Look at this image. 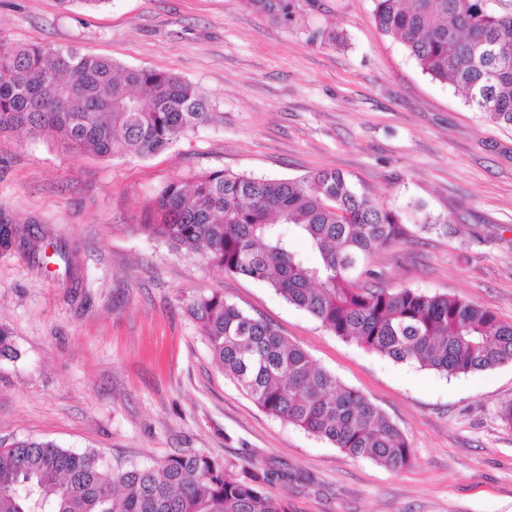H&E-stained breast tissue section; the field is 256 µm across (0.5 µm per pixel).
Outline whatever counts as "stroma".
Masks as SVG:
<instances>
[{"mask_svg": "<svg viewBox=\"0 0 512 512\" xmlns=\"http://www.w3.org/2000/svg\"><path fill=\"white\" fill-rule=\"evenodd\" d=\"M373 0H297L291 22L247 0H0V42L75 46L176 74L215 110L163 153L102 157L0 134V205L78 263L81 287L0 251V444L51 440L112 465L181 451L278 468L292 512H512V363L443 377L337 337L266 285L142 235L164 183L229 170L344 173L438 230L377 253L380 286L460 297L512 322V129L470 110L378 31ZM219 293L271 322L316 367L368 396L403 432L409 463L352 458L274 418L224 376L187 302Z\"/></svg>", "mask_w": 512, "mask_h": 512, "instance_id": "1", "label": "stroma"}]
</instances>
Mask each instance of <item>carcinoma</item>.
Masks as SVG:
<instances>
[{
  "mask_svg": "<svg viewBox=\"0 0 512 512\" xmlns=\"http://www.w3.org/2000/svg\"><path fill=\"white\" fill-rule=\"evenodd\" d=\"M288 22L295 0H248ZM377 28L400 41L422 72L452 84L490 122L512 128V11L492 0H374ZM209 103L182 77L123 67L75 47L0 44V133L50 135L103 157L167 150L210 121ZM434 228L404 223L342 173L299 179L217 170L168 182L145 205L138 230L224 273L265 284L336 336L395 362L456 376L512 362V323L491 309L411 288L360 284L380 250ZM303 239L305 255L291 239ZM37 246L0 208V250ZM224 375L264 412L353 458L392 470L411 449L364 394L315 367L276 328L218 293L187 304ZM279 474L192 452L155 466L113 469L94 450L51 441L0 446V512H289L264 486Z\"/></svg>",
  "mask_w": 512,
  "mask_h": 512,
  "instance_id": "1",
  "label": "carcinoma"
}]
</instances>
